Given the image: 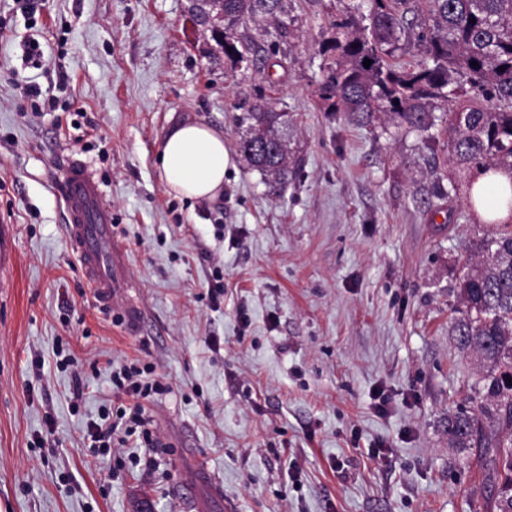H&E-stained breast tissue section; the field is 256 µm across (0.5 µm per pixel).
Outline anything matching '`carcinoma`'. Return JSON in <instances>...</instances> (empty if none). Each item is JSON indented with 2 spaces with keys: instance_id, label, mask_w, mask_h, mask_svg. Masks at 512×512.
I'll return each mask as SVG.
<instances>
[{
  "instance_id": "carcinoma-1",
  "label": "carcinoma",
  "mask_w": 512,
  "mask_h": 512,
  "mask_svg": "<svg viewBox=\"0 0 512 512\" xmlns=\"http://www.w3.org/2000/svg\"><path fill=\"white\" fill-rule=\"evenodd\" d=\"M370 23L350 13L333 23L327 75L319 98L358 125L379 116L421 139L444 125L448 192L453 171H506L512 177V0H370ZM282 0H224V26L261 18L279 32ZM412 15L415 22L407 20ZM419 28L415 35L414 28ZM415 36L423 56L396 60L402 38ZM372 64L364 67V60ZM505 70H499V67ZM287 113L259 100L247 112L238 149L272 185L288 182L292 164L281 128ZM471 214L491 229L475 244L459 279L452 335L482 370L471 406L448 416L452 448L476 451L494 512H512V225L485 220V199L468 193Z\"/></svg>"
}]
</instances>
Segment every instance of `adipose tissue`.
<instances>
[{
	"instance_id": "obj_1",
	"label": "adipose tissue",
	"mask_w": 512,
	"mask_h": 512,
	"mask_svg": "<svg viewBox=\"0 0 512 512\" xmlns=\"http://www.w3.org/2000/svg\"><path fill=\"white\" fill-rule=\"evenodd\" d=\"M226 163L223 135L192 120L169 128L157 157L160 178L176 197L209 204L224 193Z\"/></svg>"
}]
</instances>
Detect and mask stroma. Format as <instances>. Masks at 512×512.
I'll return each instance as SVG.
<instances>
[{"label":"stroma","mask_w":512,"mask_h":512,"mask_svg":"<svg viewBox=\"0 0 512 512\" xmlns=\"http://www.w3.org/2000/svg\"><path fill=\"white\" fill-rule=\"evenodd\" d=\"M35 26L0 0V220L13 260L0 281V512H195L181 475L202 466L223 501L208 512H491L448 416L478 378L452 336L460 257L486 227L434 165L431 142L328 111L322 48L366 0H282L286 34L261 20L233 39L265 70L193 35L190 0H39ZM43 53L24 62L23 43ZM58 88L25 115V84ZM287 113L288 183L269 188L238 150L258 99ZM224 134V198L175 197L156 166L166 129ZM102 180L142 308L139 327L100 307L67 243L55 162ZM224 292L211 300L208 287ZM153 368L145 401L161 447L119 457L86 436L130 400L113 371ZM389 398L379 413L374 393ZM384 457H371L375 444Z\"/></svg>","instance_id":"1"}]
</instances>
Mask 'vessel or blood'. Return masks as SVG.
<instances>
[{
	"label": "vessel or blood",
	"instance_id": "vessel-or-blood-1",
	"mask_svg": "<svg viewBox=\"0 0 512 512\" xmlns=\"http://www.w3.org/2000/svg\"><path fill=\"white\" fill-rule=\"evenodd\" d=\"M53 188L60 199L70 247L100 304H120L128 326L139 325L140 307L130 300L125 254L112 230V208L83 159L71 156L58 167Z\"/></svg>",
	"mask_w": 512,
	"mask_h": 512
}]
</instances>
